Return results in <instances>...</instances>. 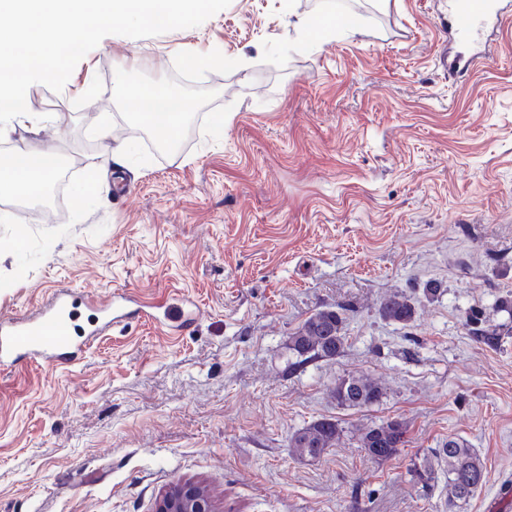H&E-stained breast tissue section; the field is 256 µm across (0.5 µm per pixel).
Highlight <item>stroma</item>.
<instances>
[{
    "label": "stroma",
    "instance_id": "obj_1",
    "mask_svg": "<svg viewBox=\"0 0 512 512\" xmlns=\"http://www.w3.org/2000/svg\"><path fill=\"white\" fill-rule=\"evenodd\" d=\"M321 14L356 33L316 43L297 22ZM485 35L496 63L452 77L441 56L474 46L449 41L448 0H231L194 28L104 37L62 91L32 85L0 149L56 153L64 194L46 216L0 197V319L61 286L79 325L122 308L75 360L0 365V512H153L184 480L218 512H441L445 480L409 471L451 437L485 468L458 512H512V22ZM189 53L217 64L185 71ZM116 77L186 100L172 148ZM106 132L127 165L78 198ZM395 293L410 326L378 312ZM340 307L343 351L297 365L290 334ZM351 374L379 405L336 404ZM320 418L339 440L297 458L289 438ZM391 419L406 443L372 460L354 434Z\"/></svg>",
    "mask_w": 512,
    "mask_h": 512
}]
</instances>
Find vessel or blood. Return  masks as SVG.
Here are the masks:
<instances>
[{
    "label": "vessel or blood",
    "instance_id": "b4317fda",
    "mask_svg": "<svg viewBox=\"0 0 512 512\" xmlns=\"http://www.w3.org/2000/svg\"><path fill=\"white\" fill-rule=\"evenodd\" d=\"M490 6L489 0H458L455 25L471 33ZM72 296L56 290L51 302L35 314L0 321V361L42 358L49 361L75 359L92 339V332L77 335L71 324Z\"/></svg>",
    "mask_w": 512,
    "mask_h": 512
}]
</instances>
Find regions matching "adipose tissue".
<instances>
[{"label": "adipose tissue", "instance_id": "adipose-tissue-1", "mask_svg": "<svg viewBox=\"0 0 512 512\" xmlns=\"http://www.w3.org/2000/svg\"><path fill=\"white\" fill-rule=\"evenodd\" d=\"M136 115L158 138L175 142L181 131L185 113L182 98L160 90H134ZM58 170V157L50 151L16 150L10 165L0 166V194L18 196L32 193L51 183Z\"/></svg>", "mask_w": 512, "mask_h": 512}]
</instances>
